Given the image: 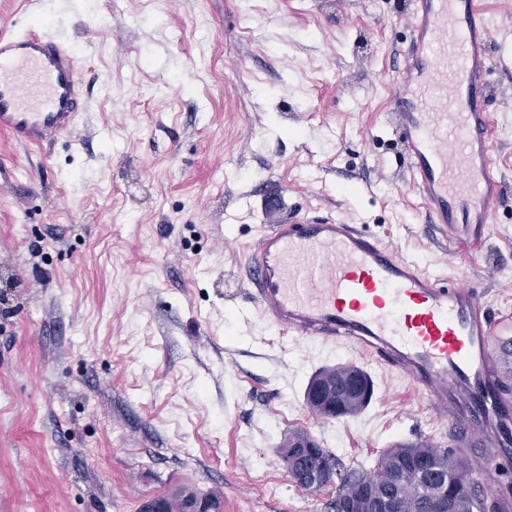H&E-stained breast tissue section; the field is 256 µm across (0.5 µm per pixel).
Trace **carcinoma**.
Instances as JSON below:
<instances>
[{"mask_svg":"<svg viewBox=\"0 0 512 512\" xmlns=\"http://www.w3.org/2000/svg\"><path fill=\"white\" fill-rule=\"evenodd\" d=\"M338 459L321 448L310 457L306 476H294L298 485L332 483ZM469 462L427 442L395 444L382 451L374 467L357 468L345 475L355 491H365L366 512H498L488 496L463 478Z\"/></svg>","mask_w":512,"mask_h":512,"instance_id":"cac0c4a2","label":"carcinoma"}]
</instances>
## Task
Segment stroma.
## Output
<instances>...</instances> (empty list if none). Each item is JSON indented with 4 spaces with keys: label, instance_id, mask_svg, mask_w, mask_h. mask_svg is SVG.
<instances>
[{
    "label": "stroma",
    "instance_id": "35a3bbf8",
    "mask_svg": "<svg viewBox=\"0 0 512 512\" xmlns=\"http://www.w3.org/2000/svg\"><path fill=\"white\" fill-rule=\"evenodd\" d=\"M44 0L34 26L76 52L86 110L37 148L0 132V512H139L190 486L224 512H328L279 450L296 431L370 468L448 430L371 367L357 415L314 419L340 347L284 349L245 248L260 227L339 212L435 268L452 244L409 189L393 134L406 0ZM512 102V0H483ZM504 193L467 269L512 318V111L491 106Z\"/></svg>",
    "mask_w": 512,
    "mask_h": 512
}]
</instances>
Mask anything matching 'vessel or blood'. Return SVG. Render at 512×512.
<instances>
[{"label": "vessel or blood", "mask_w": 512, "mask_h": 512, "mask_svg": "<svg viewBox=\"0 0 512 512\" xmlns=\"http://www.w3.org/2000/svg\"><path fill=\"white\" fill-rule=\"evenodd\" d=\"M30 14L0 21V132L31 146L72 135L83 112L77 57ZM411 43L392 112L409 184L432 223L481 240L501 204L490 140V21L478 0H412ZM474 258L452 251L433 275L398 245L341 217L267 227L246 258L253 306L280 338L342 347L423 395L459 448L482 451L484 484L512 454V380L494 349L505 320L462 277Z\"/></svg>", "instance_id": "vessel-or-blood-1"}]
</instances>
